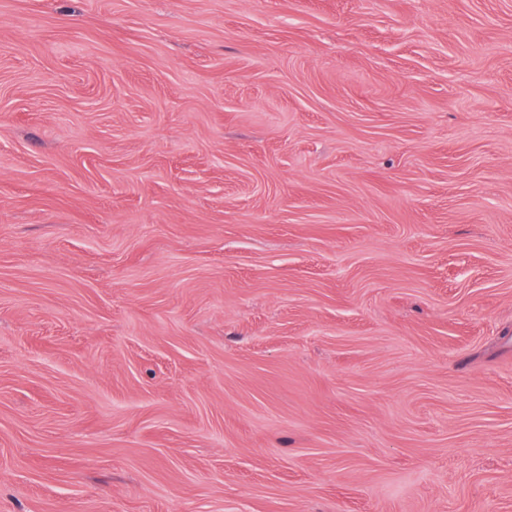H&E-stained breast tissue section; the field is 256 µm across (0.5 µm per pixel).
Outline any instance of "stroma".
Instances as JSON below:
<instances>
[{"label": "stroma", "mask_w": 512, "mask_h": 512, "mask_svg": "<svg viewBox=\"0 0 512 512\" xmlns=\"http://www.w3.org/2000/svg\"><path fill=\"white\" fill-rule=\"evenodd\" d=\"M0 512H512V0H0Z\"/></svg>", "instance_id": "obj_1"}]
</instances>
